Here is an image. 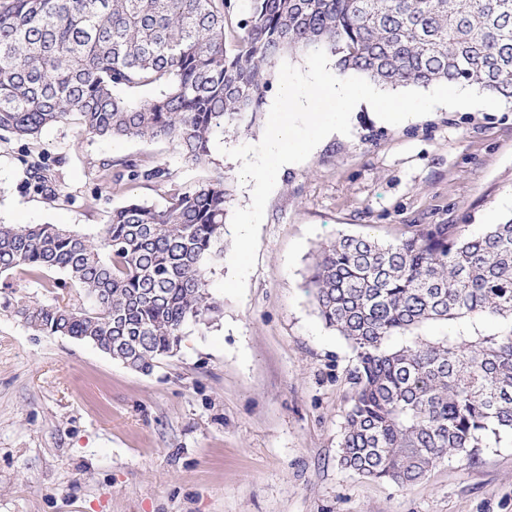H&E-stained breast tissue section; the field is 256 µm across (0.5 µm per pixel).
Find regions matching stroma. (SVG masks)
I'll use <instances>...</instances> for the list:
<instances>
[{
	"label": "stroma",
	"mask_w": 512,
	"mask_h": 512,
	"mask_svg": "<svg viewBox=\"0 0 512 512\" xmlns=\"http://www.w3.org/2000/svg\"><path fill=\"white\" fill-rule=\"evenodd\" d=\"M350 124L279 172L243 300L218 295L219 316L187 326L151 373L0 308V512H512L507 440L404 487L340 466L355 355L305 289L319 247L339 236L392 242L413 224L471 236L511 219L512 102L397 125L362 104ZM38 156L56 165V200L22 188ZM120 159L165 164L184 185L201 176L168 143L103 139L71 119L27 143L0 132V220L93 236L129 199L163 204L157 185L98 192L101 163ZM506 328L475 318L419 333Z\"/></svg>",
	"instance_id": "obj_1"
}]
</instances>
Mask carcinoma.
<instances>
[{"mask_svg": "<svg viewBox=\"0 0 512 512\" xmlns=\"http://www.w3.org/2000/svg\"><path fill=\"white\" fill-rule=\"evenodd\" d=\"M235 48L236 0H4L0 4V131L34 139L73 119L102 138L166 141L206 169L217 134L251 129L285 53L337 57L336 75L380 85H476L512 99V0H249ZM155 89L151 97L139 92ZM111 183L166 187L164 204L130 199L94 237L56 224L0 223V276L50 283L47 302L7 298L35 332L87 341L149 372L183 329L220 306L206 274L224 260L226 177L190 186L129 159L102 164ZM53 170L28 169L25 191L57 197ZM64 277L50 279L49 273ZM319 317L355 352L339 464L405 486L441 459L470 460L512 437V327L498 336L431 340L429 322L512 323V219L464 236L414 224L384 243L341 236L307 280ZM395 336H412L394 346Z\"/></svg>", "mask_w": 512, "mask_h": 512, "instance_id": "1", "label": "carcinoma"}]
</instances>
